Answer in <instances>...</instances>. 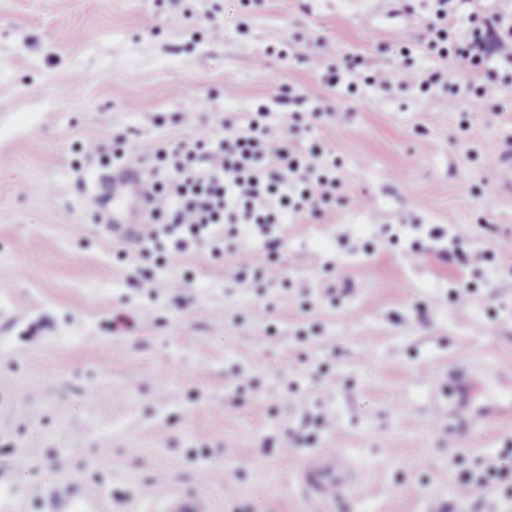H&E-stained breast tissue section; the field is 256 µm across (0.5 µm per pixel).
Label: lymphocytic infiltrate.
<instances>
[{"label":"lymphocytic infiltrate","mask_w":512,"mask_h":512,"mask_svg":"<svg viewBox=\"0 0 512 512\" xmlns=\"http://www.w3.org/2000/svg\"><path fill=\"white\" fill-rule=\"evenodd\" d=\"M432 2L427 48L447 60V68L434 73L388 70L375 76V83L424 89L441 83L452 101L467 75L485 77L477 88L483 96L494 87L512 85V26H504L503 13L459 14L449 10L450 0ZM115 157L124 163L132 157L165 163L162 176L151 184V211L139 244L143 254L165 238L177 249L190 237L221 250L224 239L214 228L224 223L246 224L269 236L277 222L275 207L316 216L336 191V178L326 172L318 151L298 154L282 126L260 117L244 129L222 119L201 125L191 141L168 147L146 140L134 152L116 151Z\"/></svg>","instance_id":"f902f5d3"}]
</instances>
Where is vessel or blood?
Masks as SVG:
<instances>
[{"label": "vessel or blood", "instance_id": "vessel-or-blood-1", "mask_svg": "<svg viewBox=\"0 0 512 512\" xmlns=\"http://www.w3.org/2000/svg\"><path fill=\"white\" fill-rule=\"evenodd\" d=\"M145 180L141 167L126 165L100 176L95 200L106 213L113 230L139 234L146 212ZM481 378L479 372L449 370L448 412L460 424L474 419L468 410L471 387ZM353 459L338 448H323L304 455L298 469L299 480L311 497L333 501L344 496L353 483ZM46 512H109L105 498L90 493L78 481L50 480L46 484ZM144 512H213L211 502L195 493L163 487L148 500Z\"/></svg>", "mask_w": 512, "mask_h": 512}]
</instances>
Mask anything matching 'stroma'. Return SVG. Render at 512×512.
Instances as JSON below:
<instances>
[{
    "mask_svg": "<svg viewBox=\"0 0 512 512\" xmlns=\"http://www.w3.org/2000/svg\"><path fill=\"white\" fill-rule=\"evenodd\" d=\"M430 0H0V512H45L48 478L142 512L164 475L215 512H512V482L466 500L480 460L512 472V429L448 430V366L512 393V87L478 97L372 84L446 63ZM210 15L224 36L194 26ZM327 66L357 59L340 84ZM318 147L339 183L319 218L280 212L223 252L135 258L93 204L113 145L176 144L196 118L254 113ZM105 146L89 157L86 141ZM470 228L466 254L443 251ZM470 290L456 299L458 286ZM292 450H285L286 441ZM357 463L344 502L311 499L299 457Z\"/></svg>",
    "mask_w": 512,
    "mask_h": 512,
    "instance_id": "35a3bbf8",
    "label": "stroma"
}]
</instances>
